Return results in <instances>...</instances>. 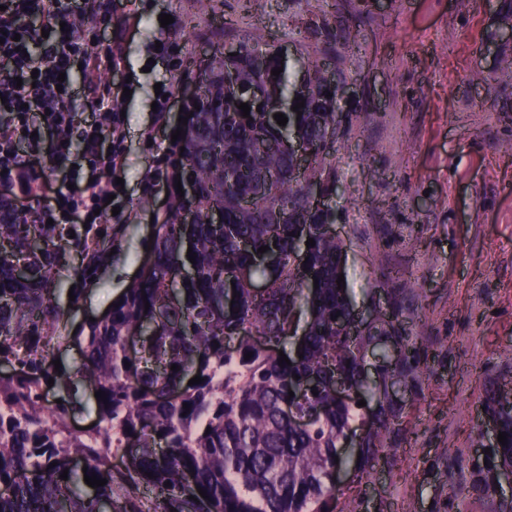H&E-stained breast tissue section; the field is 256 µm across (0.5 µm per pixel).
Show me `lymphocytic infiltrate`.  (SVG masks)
<instances>
[{"label":"lymphocytic infiltrate","mask_w":512,"mask_h":512,"mask_svg":"<svg viewBox=\"0 0 512 512\" xmlns=\"http://www.w3.org/2000/svg\"><path fill=\"white\" fill-rule=\"evenodd\" d=\"M77 11L100 15L107 25L112 22L111 16L101 14L98 0H0V83L11 88L0 101V171L39 201L44 193L38 177L43 154L64 164L79 158L90 166V180L59 192L58 198L70 204L69 221L77 219L78 205L71 203L76 197L97 211L98 222L104 223L112 172L120 164L121 151L104 152L101 124L74 133L70 76L78 67L114 68L120 49L111 47L103 55L91 51L83 33L66 25ZM34 15L53 24L48 38H39L28 27L27 20Z\"/></svg>","instance_id":"1"}]
</instances>
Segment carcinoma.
Listing matches in <instances>:
<instances>
[{"label": "carcinoma", "instance_id": "1", "mask_svg": "<svg viewBox=\"0 0 512 512\" xmlns=\"http://www.w3.org/2000/svg\"><path fill=\"white\" fill-rule=\"evenodd\" d=\"M239 44L237 58L218 47L202 74H187L200 87L170 150L169 207L139 277L105 319L63 335L67 312L55 275L76 252L82 280L73 295L95 286L87 271L108 259L116 227L29 224L0 206V363L12 366L0 376V512H112L116 501L117 512H345L336 473L353 471L361 481L398 447L406 415L389 398V381L397 376L422 392L428 346L403 327L404 286L392 289L390 311H375L366 330L350 335L342 322L351 301L337 289L345 246L323 231L336 213L312 210L307 197L312 182L336 196L330 157L347 78L309 61L311 91L298 97L275 47ZM278 67L283 72L272 75ZM295 141L315 154L300 173L289 150ZM177 176L193 181L194 198L176 193ZM215 211L220 224L210 220ZM309 238L315 245L299 249ZM262 246L276 255L273 265L258 261ZM257 280L263 288L253 287ZM58 335L81 352L72 375L48 360ZM286 342L288 365L279 363ZM371 351L380 362L369 385L362 374ZM197 375L204 381L188 385ZM50 379L69 393L78 385L101 390L106 400L49 406ZM338 380L358 387L366 406L338 398ZM285 404L316 417L300 428ZM481 405L495 432L507 433V444L487 445L483 426L471 429L472 446L491 451L471 458L470 489L489 496L499 472L512 469V370L483 384ZM89 409L95 427L71 433L70 420ZM368 414L374 424L360 448L344 447ZM120 454L128 457L122 471L112 464ZM86 474L107 483L92 488Z\"/></svg>", "mask_w": 512, "mask_h": 512}]
</instances>
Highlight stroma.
I'll list each match as a JSON object with an SVG mask.
<instances>
[{
	"label": "stroma",
	"instance_id": "stroma-1",
	"mask_svg": "<svg viewBox=\"0 0 512 512\" xmlns=\"http://www.w3.org/2000/svg\"><path fill=\"white\" fill-rule=\"evenodd\" d=\"M501 0H112L99 51L120 39L122 59L98 93L123 112L113 223L122 227L97 285L72 306L69 331L104 318L138 277L150 233L169 202L171 135L186 55L245 35L340 67L341 189L335 229L346 248L355 309H389L396 273L411 286L405 326L429 344L422 395H411L393 458L368 480L345 483L355 512H494L512 499L469 494V433L485 379L512 353V71L494 45ZM172 24L160 25L159 14ZM360 25L355 50L336 45L337 21ZM163 51H156V43ZM169 91L166 119L151 104ZM131 97H124V90Z\"/></svg>",
	"mask_w": 512,
	"mask_h": 512
}]
</instances>
